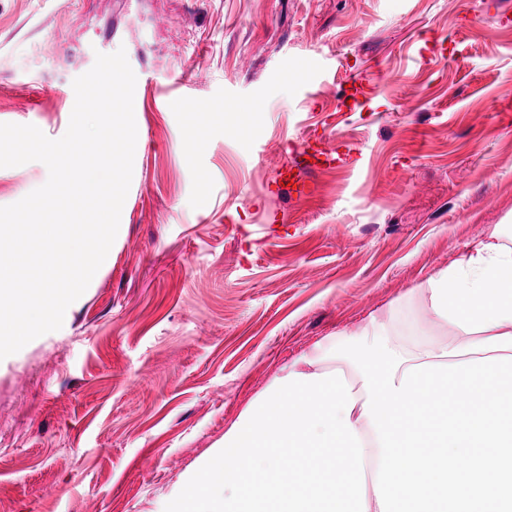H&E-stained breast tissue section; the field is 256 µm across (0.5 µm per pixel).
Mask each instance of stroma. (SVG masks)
Here are the masks:
<instances>
[{
  "instance_id": "stroma-1",
  "label": "stroma",
  "mask_w": 512,
  "mask_h": 512,
  "mask_svg": "<svg viewBox=\"0 0 512 512\" xmlns=\"http://www.w3.org/2000/svg\"><path fill=\"white\" fill-rule=\"evenodd\" d=\"M107 29L147 77L121 233L0 360V512H158L285 366L418 316L491 231L512 248V0H0V123L62 137ZM316 136L341 163L283 194ZM47 179L0 168V206Z\"/></svg>"
}]
</instances>
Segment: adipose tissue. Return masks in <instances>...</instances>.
Listing matches in <instances>:
<instances>
[{"instance_id":"adipose-tissue-1","label":"adipose tissue","mask_w":512,"mask_h":512,"mask_svg":"<svg viewBox=\"0 0 512 512\" xmlns=\"http://www.w3.org/2000/svg\"><path fill=\"white\" fill-rule=\"evenodd\" d=\"M420 294L425 319L404 329L396 346L404 358L512 355V250L497 234L429 276ZM324 355L320 348L283 368L199 475L171 493L167 512H380V448L363 414V380L330 368ZM224 486L236 496L219 497Z\"/></svg>"}]
</instances>
